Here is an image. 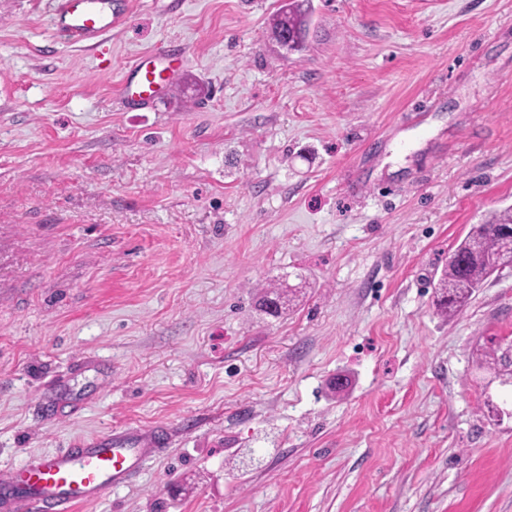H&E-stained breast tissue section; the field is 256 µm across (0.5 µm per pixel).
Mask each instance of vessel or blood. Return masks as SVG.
I'll return each instance as SVG.
<instances>
[{"label": "vessel or blood", "mask_w": 512, "mask_h": 512, "mask_svg": "<svg viewBox=\"0 0 512 512\" xmlns=\"http://www.w3.org/2000/svg\"><path fill=\"white\" fill-rule=\"evenodd\" d=\"M57 17L63 34L77 41L95 40L113 24L110 0H60ZM178 61L174 55L165 67L151 60L135 62L137 80L125 86L127 99L157 98L174 76ZM169 443L168 426L158 423L146 433L133 427L111 429L32 455L0 483V512H76L106 491L128 486Z\"/></svg>", "instance_id": "obj_1"}]
</instances>
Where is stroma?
Wrapping results in <instances>:
<instances>
[{"label":"stroma","instance_id":"stroma-1","mask_svg":"<svg viewBox=\"0 0 512 512\" xmlns=\"http://www.w3.org/2000/svg\"><path fill=\"white\" fill-rule=\"evenodd\" d=\"M55 4L0 0V480L162 422L79 512H512V387L476 365L512 269L451 319L434 288L512 205V0H309L292 53L282 0H112L87 44ZM179 58L172 54L166 67L157 66L154 61H135L133 71L138 75L134 84L125 86L124 93L128 100L147 102L157 98L174 76Z\"/></svg>","mask_w":512,"mask_h":512}]
</instances>
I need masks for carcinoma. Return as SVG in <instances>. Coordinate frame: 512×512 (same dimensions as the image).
<instances>
[{
    "instance_id": "cac0c4a2",
    "label": "carcinoma",
    "mask_w": 512,
    "mask_h": 512,
    "mask_svg": "<svg viewBox=\"0 0 512 512\" xmlns=\"http://www.w3.org/2000/svg\"><path fill=\"white\" fill-rule=\"evenodd\" d=\"M308 19L301 4L295 2L288 12L281 13L274 25L275 37L290 32L305 38ZM512 236V207L491 212L484 222L471 227L455 246L448 267L437 283V310L446 317L459 313L472 294L495 272L512 266V252L505 248L506 238ZM479 367L500 379L512 380V361L504 354L502 345L490 341L478 357Z\"/></svg>"
}]
</instances>
